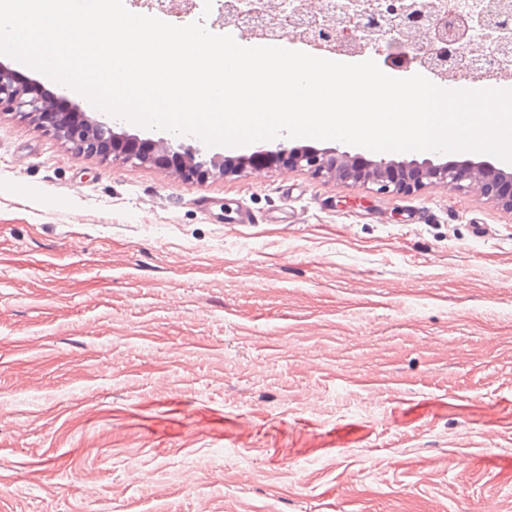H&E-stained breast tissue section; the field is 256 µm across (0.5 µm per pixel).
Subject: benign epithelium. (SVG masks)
<instances>
[{
  "instance_id": "7a95c632",
  "label": "benign epithelium",
  "mask_w": 512,
  "mask_h": 512,
  "mask_svg": "<svg viewBox=\"0 0 512 512\" xmlns=\"http://www.w3.org/2000/svg\"><path fill=\"white\" fill-rule=\"evenodd\" d=\"M214 24L234 25L251 36L269 39L291 32L333 51H369L398 68L407 70L416 64L442 82L463 67L466 51L486 57L512 56V5L507 0H459L457 10L448 15L426 0H229ZM55 108V101L31 96L18 87L9 70L0 65V111L37 118L81 152L122 163L174 158L177 173L187 180L251 164L247 158L203 159L200 149L183 142L117 133L109 123L84 112ZM257 152L266 166L301 167L315 174L325 171L354 183L374 184L381 193H406L424 179L451 190L476 187L512 210V174L487 161L435 164L380 159L361 165L346 151L289 148L282 142L261 145Z\"/></svg>"
}]
</instances>
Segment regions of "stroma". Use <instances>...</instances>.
<instances>
[{
	"instance_id": "stroma-1",
	"label": "stroma",
	"mask_w": 512,
	"mask_h": 512,
	"mask_svg": "<svg viewBox=\"0 0 512 512\" xmlns=\"http://www.w3.org/2000/svg\"><path fill=\"white\" fill-rule=\"evenodd\" d=\"M0 512H512V211L0 112Z\"/></svg>"
}]
</instances>
